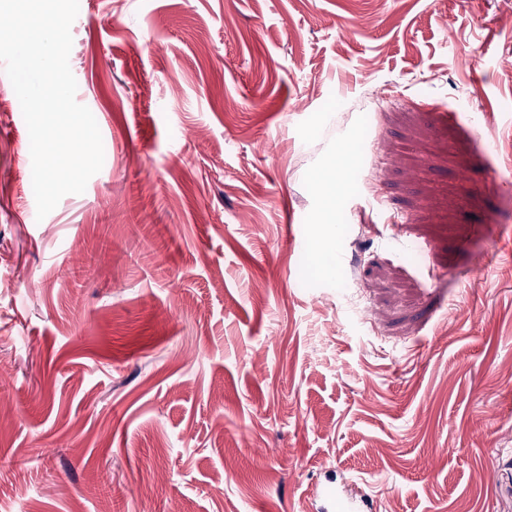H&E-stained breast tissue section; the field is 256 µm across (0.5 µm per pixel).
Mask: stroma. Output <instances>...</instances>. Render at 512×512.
Wrapping results in <instances>:
<instances>
[{
  "label": "stroma",
  "mask_w": 512,
  "mask_h": 512,
  "mask_svg": "<svg viewBox=\"0 0 512 512\" xmlns=\"http://www.w3.org/2000/svg\"><path fill=\"white\" fill-rule=\"evenodd\" d=\"M71 33L84 193L37 219L0 111V512H316L341 478L512 512L503 0H80ZM355 149L350 143L342 144L336 153L315 173V179L321 186L320 211L321 224H326L328 234L314 242V250L319 252L329 246L328 238L335 234L336 198L344 188V173L355 163Z\"/></svg>",
  "instance_id": "obj_1"
}]
</instances>
